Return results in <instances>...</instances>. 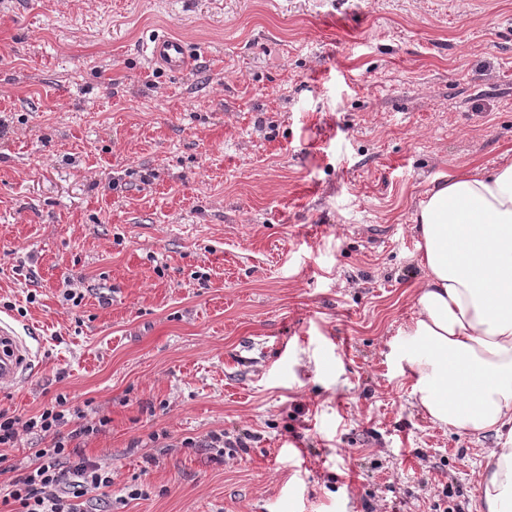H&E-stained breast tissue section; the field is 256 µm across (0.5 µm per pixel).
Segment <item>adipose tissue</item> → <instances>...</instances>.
I'll return each mask as SVG.
<instances>
[{"instance_id":"adipose-tissue-1","label":"adipose tissue","mask_w":512,"mask_h":512,"mask_svg":"<svg viewBox=\"0 0 512 512\" xmlns=\"http://www.w3.org/2000/svg\"><path fill=\"white\" fill-rule=\"evenodd\" d=\"M414 224L424 277L400 372L434 422L495 434L480 512H512V160L443 178Z\"/></svg>"}]
</instances>
